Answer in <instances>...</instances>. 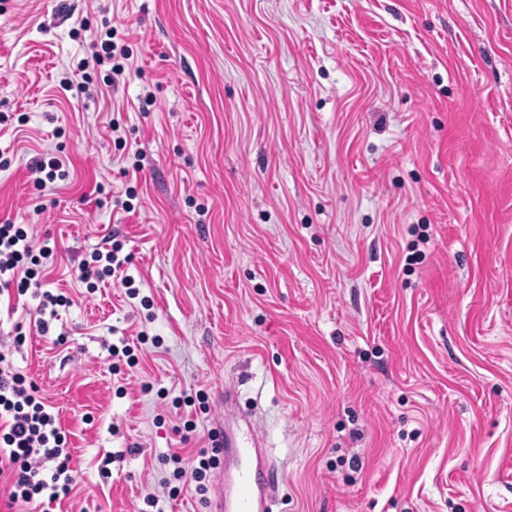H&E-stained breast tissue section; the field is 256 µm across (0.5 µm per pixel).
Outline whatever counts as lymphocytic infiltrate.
Masks as SVG:
<instances>
[{"instance_id":"obj_1","label":"lymphocytic infiltrate","mask_w":512,"mask_h":512,"mask_svg":"<svg viewBox=\"0 0 512 512\" xmlns=\"http://www.w3.org/2000/svg\"><path fill=\"white\" fill-rule=\"evenodd\" d=\"M121 242L105 241L78 266V278L88 283L122 274L130 262L122 254ZM54 261V253L39 245L33 233L21 224H0V297L32 294L36 299L34 326L48 334L59 308L71 306L62 293L45 289L43 274ZM173 475L197 493L208 490L216 455L202 450L191 456L173 454ZM68 438L52 406L38 392L36 383L15 369L8 353L0 351V485L7 491L8 505L29 504L45 498L63 500L71 494L76 474L71 466Z\"/></svg>"}]
</instances>
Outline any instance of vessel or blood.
<instances>
[{
  "label": "vessel or blood",
  "mask_w": 512,
  "mask_h": 512,
  "mask_svg": "<svg viewBox=\"0 0 512 512\" xmlns=\"http://www.w3.org/2000/svg\"><path fill=\"white\" fill-rule=\"evenodd\" d=\"M224 473L214 512H268L276 481L255 430L225 443Z\"/></svg>",
  "instance_id": "vessel-or-blood-1"
}]
</instances>
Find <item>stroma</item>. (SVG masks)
<instances>
[{"label":"stroma","instance_id":"1","mask_svg":"<svg viewBox=\"0 0 512 512\" xmlns=\"http://www.w3.org/2000/svg\"><path fill=\"white\" fill-rule=\"evenodd\" d=\"M0 153L73 300L10 356L77 473L37 512H210L165 459L243 411L271 512H512V0H0ZM111 235L136 298L77 278ZM104 37L106 39L102 38V35L100 36V39L96 43H92L90 45V48L92 50L90 59L89 57L83 58L78 64L77 69L83 73L82 75L83 82L77 83L74 85L73 81H71L68 78H64L60 82V86L64 91H74L76 96H81L83 94H87L90 91L89 84L91 83L89 77L86 75L87 73L85 70L89 69L90 63L92 61L93 66H100L104 63L105 60L111 62L112 60H116L115 63H113L111 70L112 73L121 76L125 72V66L128 65L127 62H119V59H123L124 61L129 60V55L127 54V50L122 45L118 48L117 44L112 41V39L115 37L112 33V28H107ZM100 42V44H99ZM100 46V50L98 49ZM30 171L34 176L33 185L39 192H44L57 180H65L68 176V171L63 169L59 158L50 153H44L35 158L30 165Z\"/></svg>","mask_w":512,"mask_h":512}]
</instances>
